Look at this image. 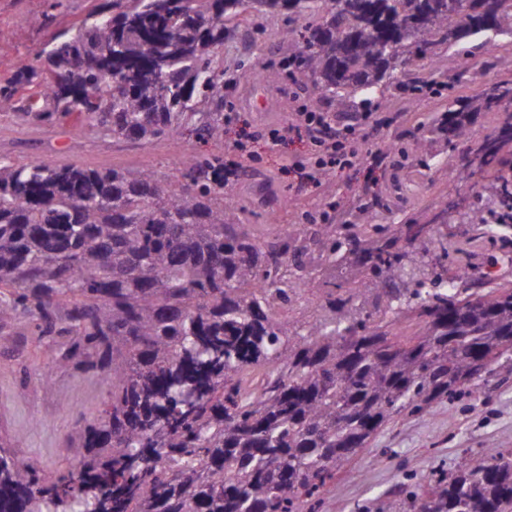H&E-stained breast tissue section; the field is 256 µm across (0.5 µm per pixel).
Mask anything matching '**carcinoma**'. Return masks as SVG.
<instances>
[{"instance_id":"carcinoma-1","label":"carcinoma","mask_w":512,"mask_h":512,"mask_svg":"<svg viewBox=\"0 0 512 512\" xmlns=\"http://www.w3.org/2000/svg\"><path fill=\"white\" fill-rule=\"evenodd\" d=\"M76 32L55 31L0 83V112L152 143L192 130L224 137L220 51L230 15L276 16L290 63L316 100L384 92L399 67L446 45L512 36V0H111ZM512 104V85L481 106ZM463 109L438 131L468 139ZM477 149L512 143V115ZM472 166L448 159V178ZM467 223L498 233L512 174ZM329 263L359 264L364 287L328 294L308 325L271 306L310 273L288 237L261 240L224 197V149L185 157L179 175L0 159V323L24 318L52 350L48 371L109 382L97 415L65 436L78 466L51 477L0 445V512H319L328 483L399 416L443 398L482 400L493 366L512 374V284L471 292L441 268L460 249L435 228L315 224ZM404 287H398V284ZM416 329L397 332L403 311ZM403 512H512V451L465 457Z\"/></svg>"}]
</instances>
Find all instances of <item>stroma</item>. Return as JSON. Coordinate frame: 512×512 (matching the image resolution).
<instances>
[{
  "label": "stroma",
  "mask_w": 512,
  "mask_h": 512,
  "mask_svg": "<svg viewBox=\"0 0 512 512\" xmlns=\"http://www.w3.org/2000/svg\"><path fill=\"white\" fill-rule=\"evenodd\" d=\"M52 0H0V81L10 77L17 62L39 50L47 33L27 25L30 17L48 11ZM236 28L224 45V156L233 158L238 140L268 126L286 128L277 143L253 142L257 172L224 194L244 204L245 223L259 232L288 224H426L442 213L455 187L463 202L482 191L484 174L455 184L448 179V158L459 155L435 128L449 100L472 106L471 140L479 142L497 128L504 111L479 108L482 93L496 83H512V39H498L484 54L486 63L458 76L455 55L439 49L411 60L396 74L395 84L374 95L372 110L382 122L374 154L364 163L328 169L308 178L313 150L297 132L296 112L314 110L313 87L302 72L288 64V18L247 13L229 19ZM268 68L273 82L256 77ZM436 80L451 90L414 92V85ZM428 139L429 166H422L416 143ZM206 143L183 134L159 144L100 139L84 131L78 149H71L67 129L35 127L0 116V156L15 162L34 158L106 166L138 172L151 170L162 179L178 173L182 158L208 151ZM443 231L449 242L472 246L475 273L472 287L486 279L512 282V263L487 266L478 224L450 223ZM312 271L306 292V313H313L328 288L351 287L363 277L355 265L328 270L318 253L306 257ZM50 360L44 340L17 325L7 346H0V442L22 448L51 473L73 467L63 439L79 416L96 415L108 385L96 375L54 370L49 383L35 378ZM485 392L486 404L469 399L444 400L423 416L396 420L380 431L369 447L354 456L329 486L327 512H400L406 485H420L427 475L452 471L469 450L512 448V376L495 374Z\"/></svg>",
  "instance_id": "stroma-1"
}]
</instances>
